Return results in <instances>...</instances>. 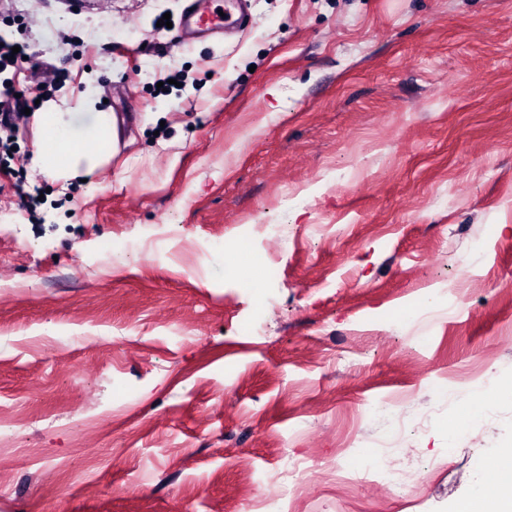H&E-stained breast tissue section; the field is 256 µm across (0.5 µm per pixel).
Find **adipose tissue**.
<instances>
[{
  "mask_svg": "<svg viewBox=\"0 0 512 512\" xmlns=\"http://www.w3.org/2000/svg\"><path fill=\"white\" fill-rule=\"evenodd\" d=\"M83 105L94 112L93 122L87 127L75 126L71 113L54 105L32 117L40 131L35 162L54 180L92 176L100 163L111 156L117 139L116 116L96 111L93 98H86Z\"/></svg>",
  "mask_w": 512,
  "mask_h": 512,
  "instance_id": "obj_1",
  "label": "adipose tissue"
}]
</instances>
